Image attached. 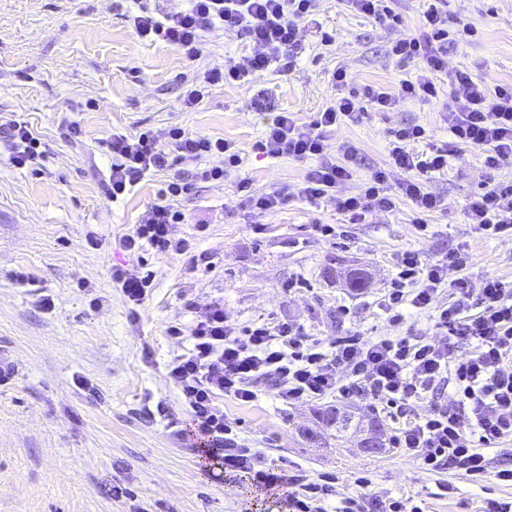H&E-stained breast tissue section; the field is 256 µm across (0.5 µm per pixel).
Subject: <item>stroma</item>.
I'll return each mask as SVG.
<instances>
[{
  "mask_svg": "<svg viewBox=\"0 0 512 512\" xmlns=\"http://www.w3.org/2000/svg\"><path fill=\"white\" fill-rule=\"evenodd\" d=\"M422 5L406 0L402 24L387 29L343 0H320L293 73L219 84L186 108L180 99L193 77L251 52L247 37L214 31L191 62L162 38L139 37L127 8L114 0H0V123L25 121L41 142L40 158L17 169L0 137V358L14 365L13 379L0 385V512H277L274 498L248 480L230 485L223 473L207 471L191 439L181 436L188 416L167 378L180 349L167 333L170 324L190 325L220 301L231 323L286 322L326 344L392 331L437 339L432 314L406 315L394 328L378 304L403 252L434 259L463 251L467 265L449 271L452 280L512 278V238L485 237L464 221L487 178L480 153L464 146L429 182L444 207L429 214L425 236L411 222L399 172L392 177L393 211L363 224L346 223L333 200L294 199L260 219L266 229L257 234V219L237 191L243 179L258 192L300 184L319 163L257 152L268 117L247 109L252 95L265 90L275 111L307 123L344 95L332 80L336 68L349 71L353 88L397 89L414 78L415 67L392 59L388 49L393 40L418 34ZM457 9L475 34L449 46V67L491 85L512 82V0H459ZM326 32L332 43H322ZM447 106L443 93L371 112L360 123L336 127L329 141L357 147L353 181L359 184L385 164L390 132L400 125L425 127L417 151L448 141ZM73 123L82 129L77 141L68 135ZM174 125L234 142L239 166L213 183L195 180L194 166L178 164L109 200L110 159L102 141L149 127L163 142ZM175 176L193 184L177 200L185 221L175 230L196 240L194 266L180 256L122 246ZM317 224L335 225L336 236L317 235ZM92 235L99 248L88 246ZM143 263L155 281L135 308L113 285L111 270ZM355 268L368 277L358 291L345 279ZM16 270L29 274L28 285L14 282ZM85 379L93 390L82 387ZM335 403L331 396L287 403L270 381L260 383L252 402L223 400L242 437L262 450L264 466L285 457L312 474L336 473L341 494H361L355 479L365 474L372 490L414 499L427 512H479L485 497H512V487L492 473L446 477L399 449L369 456L356 438L336 440L316 416ZM446 480L455 492L444 498L439 485ZM116 485L127 487L128 496L114 499Z\"/></svg>",
  "mask_w": 512,
  "mask_h": 512,
  "instance_id": "35a3bbf8",
  "label": "stroma"
}]
</instances>
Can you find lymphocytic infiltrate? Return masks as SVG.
Returning a JSON list of instances; mask_svg holds the SVG:
<instances>
[{
  "label": "lymphocytic infiltrate",
  "mask_w": 512,
  "mask_h": 512,
  "mask_svg": "<svg viewBox=\"0 0 512 512\" xmlns=\"http://www.w3.org/2000/svg\"><path fill=\"white\" fill-rule=\"evenodd\" d=\"M319 0H187L184 8L155 15L148 0H133L136 33L157 36L175 45L191 61L198 60L207 34L216 29L247 35L250 54L226 68H210L196 76L186 90L183 103L199 104L209 87L224 83H248L262 73L295 70L305 51L303 27L315 14ZM450 0H427L419 36L392 42L389 54L412 62L415 79L395 91L367 86L349 87L351 77L337 68L333 80L348 88L346 96L317 114L308 123L291 113L280 112L267 124L256 144L263 154L294 159L321 157L301 184L258 193L249 181H240L252 212L262 217L276 212L290 199L313 202L335 200L338 213L351 224L365 223L378 212H389L395 203L388 192L393 172H403L400 185L416 215L443 206L427 187L432 173L447 169L450 150L432 148L418 152L414 143L426 131L416 124L393 129L389 160L375 169L353 193L342 187L351 180L354 145L343 143L337 150L341 161L326 158L328 134L336 126L362 120L367 110L390 112L405 100H431L448 94L444 123L456 144L478 150L486 170L498 173L469 203L465 218L489 237H512V83L488 86L469 72L448 66V36L458 25ZM167 144H159L153 130L134 135L113 134L104 147L110 155L106 183L111 199H119L150 173L172 169L175 163L196 164L195 177L220 181L227 167L240 161L234 143L186 133L173 126ZM190 183L173 178L157 202L151 203L137 224L122 240L126 250L151 247L156 252L194 260L195 244L177 236L174 227L185 215L173 202L189 193ZM466 256L453 250L435 260H421L409 251L400 260V270L386 289L381 304L392 311L394 321L404 318V309L436 310L439 340L408 336H343L332 345L313 339L288 323L259 322L243 328L228 323L223 304H213L189 328L170 326L171 336L187 337L188 347L171 361L168 378L178 390L189 416V435L205 461L220 465L225 477L248 476L253 486L273 495L280 512H423L420 506L369 492L368 478H358L364 494L340 497L337 478L330 473L311 476L306 470L280 462L258 468L260 449L249 446L237 433L220 398L229 396L248 403L256 396L258 381H273L286 401H311L334 396L346 401L365 397L394 411L402 425L389 439L392 447L412 456L422 468L462 472L469 476L493 474L512 484V465L491 469L488 449L512 441V280L487 277L479 284L462 277ZM459 278L449 279V270ZM450 300L439 303L442 291ZM471 350L455 355L460 342ZM453 385L464 409L456 411L436 401L437 391ZM428 402L426 412L417 406Z\"/></svg>",
  "instance_id": "lymphocytic-infiltrate-1"
}]
</instances>
